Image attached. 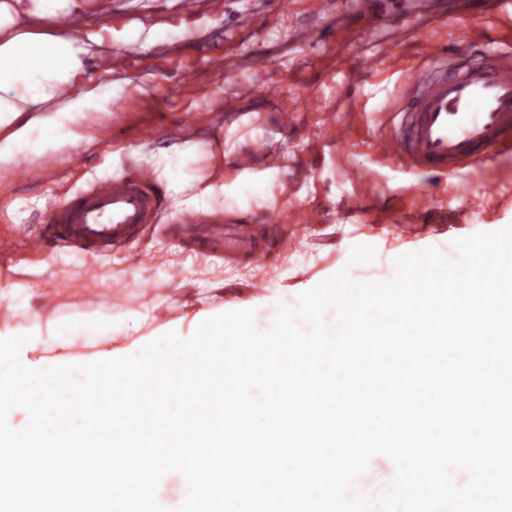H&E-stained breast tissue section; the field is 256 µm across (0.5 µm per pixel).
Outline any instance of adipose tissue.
I'll list each match as a JSON object with an SVG mask.
<instances>
[{
	"instance_id": "adipose-tissue-1",
	"label": "adipose tissue",
	"mask_w": 512,
	"mask_h": 512,
	"mask_svg": "<svg viewBox=\"0 0 512 512\" xmlns=\"http://www.w3.org/2000/svg\"><path fill=\"white\" fill-rule=\"evenodd\" d=\"M78 7V0H0V176L47 153L95 144L89 120L108 112L122 90L109 79L93 81L91 72L100 57L96 44L60 27V18ZM199 149V143L187 140L157 153L138 149L131 157L162 185L180 212L233 208L269 180L267 172L253 169L228 183L186 173L185 157ZM366 257L360 247H350L333 274L294 304L279 308L273 335L287 337L289 328L301 326L324 305L358 298L363 285L350 268ZM35 295L31 288L22 293L11 284L0 286V311L12 319L0 328V386L19 391L34 387L40 401L54 400L60 375L80 360L90 337L99 336L111 346L95 353L92 366L112 383L109 401L102 406L110 416L134 403L129 378L148 377L161 363L172 385L197 380L207 370V353L256 327L252 305L242 302L201 309L189 320L133 340L130 322L151 321L150 310L116 313L103 303L91 309L74 304L66 316L47 320L32 305Z\"/></svg>"
}]
</instances>
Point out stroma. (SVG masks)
<instances>
[{"mask_svg": "<svg viewBox=\"0 0 512 512\" xmlns=\"http://www.w3.org/2000/svg\"><path fill=\"white\" fill-rule=\"evenodd\" d=\"M83 2L79 38L102 37L128 58L112 71L124 91L97 121L104 146L81 145L22 164L31 180L15 176L0 188V239L14 245L11 255L0 256V283L53 296L45 317L61 315L73 302L91 308L106 301L116 311L159 308L168 323L194 309L197 299L209 296L218 306L231 294L263 312L323 281L343 263L348 245L379 260L512 224V151L488 167L448 177L387 162L373 148L405 99L413 66L438 54L441 42L455 41L461 29L476 42L490 30L508 39L507 16H479L462 0L459 20L444 26L418 10L416 0H368L403 26L366 36L337 19L326 0H199L191 29L178 22L180 0ZM303 27L311 30L310 42L298 38ZM257 55L267 59L265 71L254 70ZM288 111L299 115L291 131L278 119ZM187 121L201 145L185 162L189 173L232 180L231 162L216 166L209 151L226 139L239 153L262 144L254 168L277 169L279 177L266 184L261 199L225 217H255L262 230L308 211L313 228L295 250L262 264L224 259L173 243L158 227L148 228L132 249L97 258L79 249L34 250L30 238L52 203L95 180L136 175L130 150L181 141ZM147 124L158 127L157 137L142 135ZM332 124L344 130V142L329 132ZM366 178L379 193L362 215ZM91 260L99 272L87 280L83 270ZM218 281L222 293L210 294Z\"/></svg>", "mask_w": 512, "mask_h": 512, "instance_id": "obj_1", "label": "stroma"}]
</instances>
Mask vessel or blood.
I'll return each mask as SVG.
<instances>
[{
  "instance_id": "obj_1",
  "label": "vessel or blood",
  "mask_w": 512,
  "mask_h": 512,
  "mask_svg": "<svg viewBox=\"0 0 512 512\" xmlns=\"http://www.w3.org/2000/svg\"><path fill=\"white\" fill-rule=\"evenodd\" d=\"M374 148L384 160L451 172L485 166L512 149V46L478 47L463 37L457 49L412 69L400 129L379 138ZM148 181V175L140 173L100 179L77 190L47 211L32 247H76L95 253L127 247L163 208L159 195L145 191ZM298 231L295 224H275L260 237L244 219L203 224L193 217L173 229L183 242H202L215 252L255 262L288 250Z\"/></svg>"
}]
</instances>
